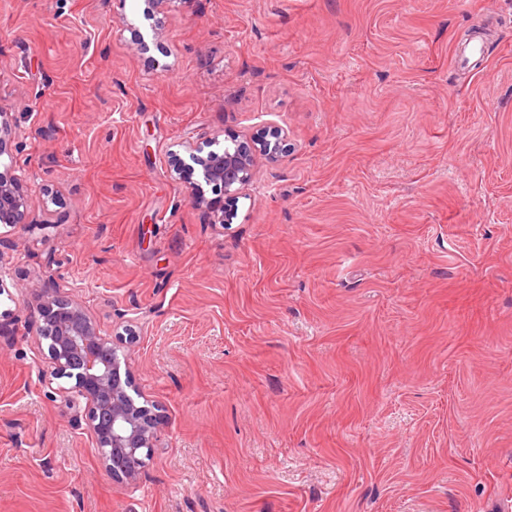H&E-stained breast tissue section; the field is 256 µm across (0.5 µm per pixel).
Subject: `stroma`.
Listing matches in <instances>:
<instances>
[{"instance_id":"stroma-1","label":"stroma","mask_w":512,"mask_h":512,"mask_svg":"<svg viewBox=\"0 0 512 512\" xmlns=\"http://www.w3.org/2000/svg\"><path fill=\"white\" fill-rule=\"evenodd\" d=\"M143 9L0 0V164L30 202L0 228V512H490L512 494V0ZM276 126L287 151L213 223L179 143ZM45 288L121 336L161 410L133 482L45 377Z\"/></svg>"}]
</instances>
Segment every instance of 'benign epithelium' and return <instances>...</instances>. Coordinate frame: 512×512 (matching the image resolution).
I'll use <instances>...</instances> for the list:
<instances>
[{
    "mask_svg": "<svg viewBox=\"0 0 512 512\" xmlns=\"http://www.w3.org/2000/svg\"><path fill=\"white\" fill-rule=\"evenodd\" d=\"M214 143L181 144L186 157H177L174 174L197 169L201 181L192 183L190 197L198 206L214 208L204 186L224 191L227 203L250 182L258 162H275L286 151L288 130L273 127L250 143L236 137ZM29 196L21 176L0 171V225L15 229L26 223ZM39 340L47 341L46 374L50 380L68 379V400L86 402L87 430L106 474L117 482L132 481L154 451L157 414L137 405L127 360L120 359L113 340L101 333L97 322L73 299L46 289L34 310Z\"/></svg>",
    "mask_w": 512,
    "mask_h": 512,
    "instance_id": "1",
    "label": "benign epithelium"
}]
</instances>
